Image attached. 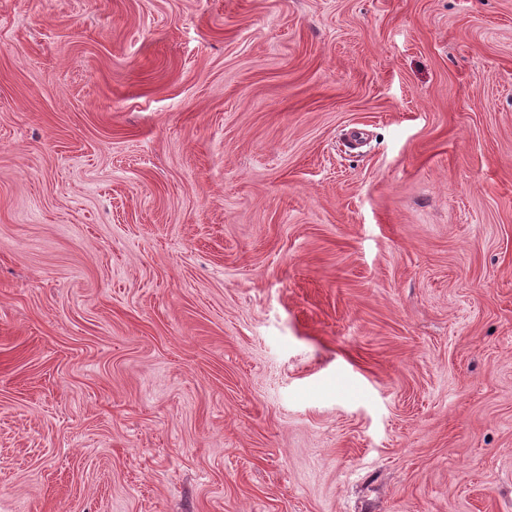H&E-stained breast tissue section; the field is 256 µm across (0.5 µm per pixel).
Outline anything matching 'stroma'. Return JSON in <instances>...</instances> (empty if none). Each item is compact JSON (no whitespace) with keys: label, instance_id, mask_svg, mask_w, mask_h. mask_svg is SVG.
<instances>
[{"label":"stroma","instance_id":"1","mask_svg":"<svg viewBox=\"0 0 512 512\" xmlns=\"http://www.w3.org/2000/svg\"><path fill=\"white\" fill-rule=\"evenodd\" d=\"M0 512H512V0H0Z\"/></svg>","mask_w":512,"mask_h":512}]
</instances>
